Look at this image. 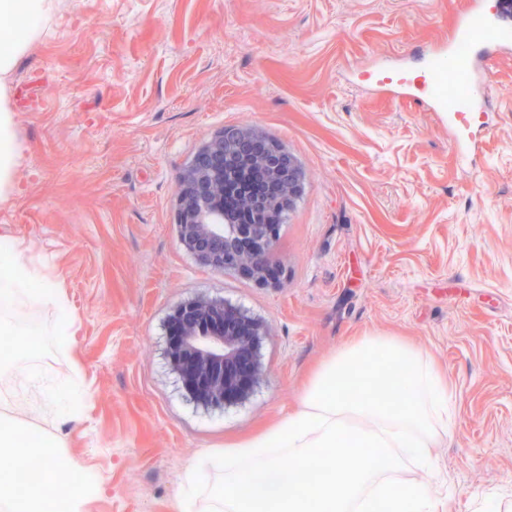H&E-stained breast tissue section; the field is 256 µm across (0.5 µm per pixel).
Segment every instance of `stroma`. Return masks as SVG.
I'll return each instance as SVG.
<instances>
[{"label":"stroma","instance_id":"stroma-1","mask_svg":"<svg viewBox=\"0 0 512 512\" xmlns=\"http://www.w3.org/2000/svg\"><path fill=\"white\" fill-rule=\"evenodd\" d=\"M469 0H63L10 80L20 189L0 233L64 288L83 412L50 424L105 481L90 512H171L207 449L294 409L358 336H404L448 373L455 411L429 474L447 512H512V52L491 109L455 139L424 99L366 81L420 69ZM227 128L300 168L274 279L199 264L179 242V181ZM263 323L243 402L198 405L167 356L185 299Z\"/></svg>","mask_w":512,"mask_h":512}]
</instances>
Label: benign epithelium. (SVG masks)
Returning <instances> with one entry per match:
<instances>
[{
	"mask_svg": "<svg viewBox=\"0 0 512 512\" xmlns=\"http://www.w3.org/2000/svg\"><path fill=\"white\" fill-rule=\"evenodd\" d=\"M241 155L264 170L269 183L267 192L248 206L290 209L301 189L294 158L265 137L225 130L199 151L182 176L178 237L200 264L263 281L274 276L277 225L228 223L224 191L217 183ZM170 319V366L192 400L221 409L253 391L261 374L256 349L264 331L260 322L227 302L203 297L183 301Z\"/></svg>",
	"mask_w": 512,
	"mask_h": 512,
	"instance_id": "benign-epithelium-1",
	"label": "benign epithelium"
}]
</instances>
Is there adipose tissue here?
Returning <instances> with one entry per match:
<instances>
[{
  "mask_svg": "<svg viewBox=\"0 0 512 512\" xmlns=\"http://www.w3.org/2000/svg\"><path fill=\"white\" fill-rule=\"evenodd\" d=\"M58 8V0H0V22L9 24L0 35V200L17 193L21 148L16 136L15 113L6 84L17 60L42 33V25Z\"/></svg>",
  "mask_w": 512,
  "mask_h": 512,
  "instance_id": "adipose-tissue-1",
  "label": "adipose tissue"
}]
</instances>
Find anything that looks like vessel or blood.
I'll return each instance as SVG.
<instances>
[{"instance_id": "obj_1", "label": "vessel or blood", "mask_w": 512, "mask_h": 512, "mask_svg": "<svg viewBox=\"0 0 512 512\" xmlns=\"http://www.w3.org/2000/svg\"><path fill=\"white\" fill-rule=\"evenodd\" d=\"M512 48V28L502 25L496 9L474 0L453 27L447 46L429 53L423 65V85L434 111L444 112L457 129H465L468 117L486 111L485 86L476 62ZM381 83L394 97L404 99L412 86L393 63L379 64Z\"/></svg>"}]
</instances>
